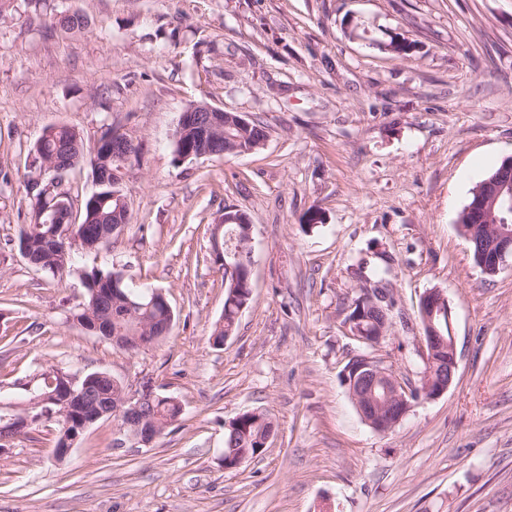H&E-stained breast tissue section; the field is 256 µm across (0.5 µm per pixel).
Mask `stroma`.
<instances>
[{
    "instance_id": "obj_1",
    "label": "stroma",
    "mask_w": 512,
    "mask_h": 512,
    "mask_svg": "<svg viewBox=\"0 0 512 512\" xmlns=\"http://www.w3.org/2000/svg\"><path fill=\"white\" fill-rule=\"evenodd\" d=\"M80 10L79 32L48 14ZM408 53L387 50L391 38ZM204 102L264 123L254 153L176 161L184 109ZM139 155L120 189L131 221L76 266L124 269L161 289L175 323L132 352L72 321L74 269L30 265L31 149L45 127L93 146L106 125ZM512 156V0H0V387L24 398L40 370L153 378L181 420L153 446L113 447L87 427L56 461V422L0 454V512H512V270L489 277L457 220ZM252 224V300L224 344V273L212 260L225 207ZM320 211L321 226L304 216ZM388 264L395 307L372 351L418 382V302L442 290L458 372L381 434L342 371L367 288ZM275 423L247 466L222 462L224 425Z\"/></svg>"
}]
</instances>
